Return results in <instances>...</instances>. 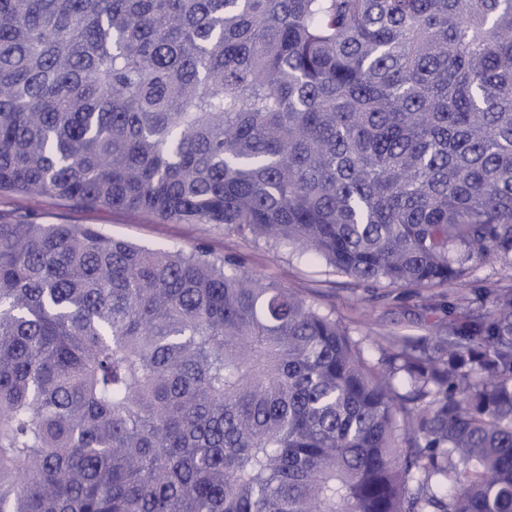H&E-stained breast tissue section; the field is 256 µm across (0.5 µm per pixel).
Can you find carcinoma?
<instances>
[{
  "label": "carcinoma",
  "mask_w": 512,
  "mask_h": 512,
  "mask_svg": "<svg viewBox=\"0 0 512 512\" xmlns=\"http://www.w3.org/2000/svg\"><path fill=\"white\" fill-rule=\"evenodd\" d=\"M0 192L398 288L512 266V0H0ZM434 350L1 212L0 512H512V293Z\"/></svg>",
  "instance_id": "cac0c4a2"
}]
</instances>
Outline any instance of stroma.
Instances as JSON below:
<instances>
[{
    "instance_id": "35a3bbf8",
    "label": "stroma",
    "mask_w": 512,
    "mask_h": 512,
    "mask_svg": "<svg viewBox=\"0 0 512 512\" xmlns=\"http://www.w3.org/2000/svg\"><path fill=\"white\" fill-rule=\"evenodd\" d=\"M30 216L39 223L94 224L112 236L147 247L188 249L206 245L214 254L238 257L251 275L280 283L315 302L346 325L365 359L381 365L389 341H410L430 350L447 335L448 324L482 317L498 293L512 291V270L493 261L472 260L466 276L448 286L398 288L363 283L336 274L325 264L271 249L262 243L194 224H173L151 215L122 210L85 211L45 196L0 195V212Z\"/></svg>"
}]
</instances>
